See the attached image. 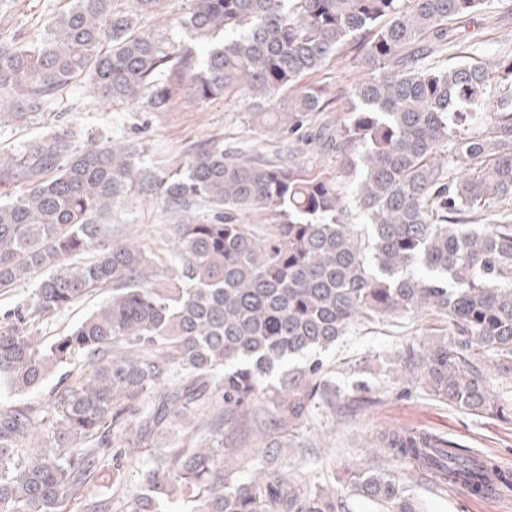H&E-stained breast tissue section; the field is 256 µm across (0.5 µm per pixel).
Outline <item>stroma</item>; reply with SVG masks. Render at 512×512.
I'll use <instances>...</instances> for the list:
<instances>
[{
  "mask_svg": "<svg viewBox=\"0 0 512 512\" xmlns=\"http://www.w3.org/2000/svg\"><path fill=\"white\" fill-rule=\"evenodd\" d=\"M65 6L66 0H7L0 34L20 40L39 37L50 13ZM506 56L512 57V0H487L483 10L456 21L455 40L436 62L449 67L478 61L491 67ZM361 76L358 62L338 58L308 76L307 81L336 95V102L326 112L333 118L342 112L344 99ZM47 124L72 130L79 142L103 132L135 140L143 148V164L159 170L177 166L196 145L211 138L223 140L225 149L264 157L275 156L288 142L281 126L255 117L249 102L238 97L201 102L185 96L167 111L154 112L143 103L93 98L79 87L26 128L1 125L0 151L19 149ZM172 222L159 202L135 196L114 211L112 229L134 234L145 251L157 253ZM451 331L446 319L430 314L351 328L336 347L320 353L319 358L346 391L362 384L382 394V403L349 417L343 424L332 414L314 412L303 433L315 445V454L302 459L295 449L287 448L281 462L301 460L311 482L335 490L344 505L343 512H373L371 503L345 487L344 470L373 459L368 441L383 429L430 430L475 452L497 455L505 467L512 469V424L495 416L459 411L433 400L422 390L406 388L385 365L386 359L406 344L419 343L434 332ZM406 486L420 512H512V492L497 499L475 500L463 491L439 487L431 475L413 472L408 473Z\"/></svg>",
  "mask_w": 512,
  "mask_h": 512,
  "instance_id": "obj_1",
  "label": "stroma"
}]
</instances>
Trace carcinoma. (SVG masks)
I'll use <instances>...</instances> for the list:
<instances>
[{
    "label": "carcinoma",
    "instance_id": "carcinoma-1",
    "mask_svg": "<svg viewBox=\"0 0 512 512\" xmlns=\"http://www.w3.org/2000/svg\"><path fill=\"white\" fill-rule=\"evenodd\" d=\"M165 2L68 0L38 40L0 36V124L27 125L85 86L155 112L238 95L294 135L330 106L301 79L346 47L368 77L339 126L319 130L339 173L293 153L253 160L220 139L156 173L128 140L78 145L51 126L1 151L0 294L37 282L31 303L0 317V512H65L73 500L86 512H342L336 492L273 461L309 447L314 411L348 416L379 400L343 405L322 362L289 363L388 317L435 313L455 329L401 352L407 385L511 422L512 398L485 371L512 380V111L488 113L484 66L430 62L453 40L448 23L486 0H188L175 17L183 36L163 40L141 20ZM132 193L212 211L172 225L164 274L112 233ZM254 209L271 218L261 234L239 220ZM480 212L499 219L470 223ZM104 292L67 333L32 334L28 322ZM57 372L48 399L11 401ZM373 444L477 498L512 490L497 457L432 431L385 430ZM108 469L112 492H95ZM345 485L375 512H419L392 470H350Z\"/></svg>",
    "mask_w": 512,
    "mask_h": 512
}]
</instances>
